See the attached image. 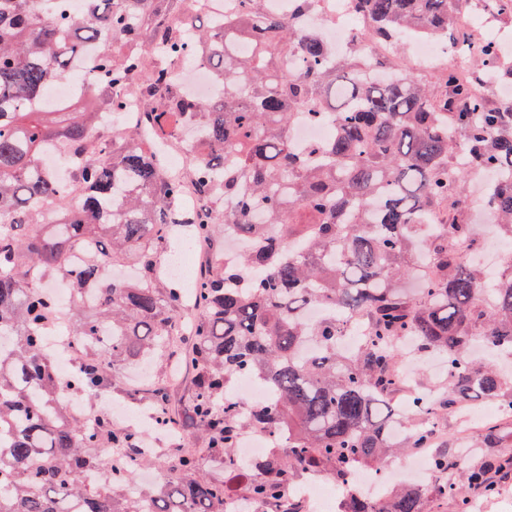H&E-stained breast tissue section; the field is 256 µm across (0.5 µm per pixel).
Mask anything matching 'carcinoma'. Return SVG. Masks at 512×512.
Masks as SVG:
<instances>
[{
    "label": "carcinoma",
    "mask_w": 512,
    "mask_h": 512,
    "mask_svg": "<svg viewBox=\"0 0 512 512\" xmlns=\"http://www.w3.org/2000/svg\"><path fill=\"white\" fill-rule=\"evenodd\" d=\"M179 0H82L81 15L59 0H0V512H228L233 493L204 472L203 459L239 472L234 451L246 429L271 431L269 456L248 476L244 493L275 507L302 512L290 487L306 473L349 484L351 470L377 465L408 448L432 447L422 420L453 411L470 398L512 405V384L495 369L466 356L478 338L512 346V251L497 277L459 261L448 238L473 243L478 226L467 207L471 171L502 175L487 199L489 222L512 240V98L484 91L489 74L512 82V59L493 41H474L453 14L471 4L498 20L512 19V0H351L377 37L398 43L419 31L453 43L473 65L427 75L404 70L372 80L361 74L358 52L336 59L309 33L298 14L311 0H295L286 17L244 0L236 27L208 23L186 35L168 24ZM136 44L125 54L87 50L107 35ZM246 38L248 53L231 43ZM85 55V67L111 84L141 73L160 123L180 114L171 88L177 62L208 67L219 97L198 106L196 123L209 148L189 177L215 205L183 211L184 176L165 174L142 132L112 122V164L84 153L96 112H61L49 105L52 86ZM298 58L293 73L280 60ZM100 111L116 117L124 103L110 93ZM328 121L333 137L298 151L289 136L298 116ZM71 155L89 190L78 210L40 227L41 202L62 199L59 182L40 164L45 146ZM462 145L466 163L455 160ZM234 199L229 212L222 202ZM214 239L231 224L247 242L236 261L197 272L191 289L194 318L180 351L170 329L185 293L163 284L157 269L174 229ZM81 236L97 249L63 267L62 254ZM426 244L432 264L417 297L401 280L414 272L407 259ZM136 256L137 276L110 269L123 254ZM63 277L75 296L70 336L94 354L67 378L43 347L55 313L45 278ZM94 303H83L84 295ZM321 303L335 314L314 325L301 310ZM362 317L372 339L354 354L337 350L344 322ZM410 336L421 353L447 365L445 383L430 402L409 397L410 434L391 438L399 393L400 353L391 342ZM144 359L183 365L193 372L183 408L171 404L176 378L146 388L141 398L159 425L180 437L199 435L203 448H178L163 461L162 482L131 495L130 484L156 456L143 434L100 415L79 424L58 398L61 386L92 396L120 384L121 370ZM252 376L275 397L246 407L234 384ZM101 448H118V476L88 484L105 472ZM437 495L468 512L466 492L448 478L453 464L434 454ZM467 484L492 485L484 467ZM342 512H421V492L406 486L367 500L349 489Z\"/></svg>",
    "instance_id": "obj_1"
}]
</instances>
